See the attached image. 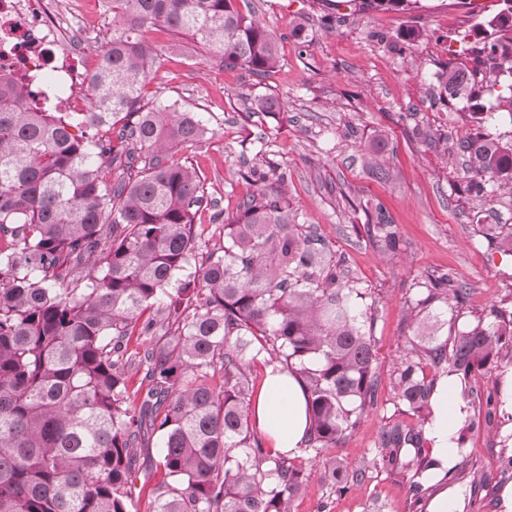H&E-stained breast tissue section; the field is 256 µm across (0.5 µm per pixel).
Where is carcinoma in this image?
Wrapping results in <instances>:
<instances>
[{"instance_id":"cac0c4a2","label":"carcinoma","mask_w":512,"mask_h":512,"mask_svg":"<svg viewBox=\"0 0 512 512\" xmlns=\"http://www.w3.org/2000/svg\"><path fill=\"white\" fill-rule=\"evenodd\" d=\"M473 25L484 57L481 83L512 79V0ZM151 27L186 35L226 69L263 79L277 68L274 35L236 0H112V40L91 77L87 112H64L44 83L0 71V512H130L137 448L158 434L166 481L152 512H292L311 473L264 447L252 423L250 367L260 358L293 373L307 396V449L336 447L377 403L379 381L362 292L340 262L292 222L285 174L252 166L255 190L224 224V239L197 263L194 215L204 198L195 168L166 161L208 133L197 112L145 100L158 71ZM439 99L465 95L474 137L464 191L512 192V148L489 130L491 113L465 69H445ZM276 115L280 99L247 98ZM370 240L395 253L400 237L380 204ZM418 306L464 302L446 273L428 277ZM178 323L140 359L144 394L126 378L128 341L155 332L153 314ZM435 343L418 323L412 356L393 385L422 420L382 433V464L407 476L420 501L435 466L424 454L425 423L438 377L457 376L464 399L476 376L512 365V319L490 309ZM330 487L365 470L332 457L319 469Z\"/></svg>"}]
</instances>
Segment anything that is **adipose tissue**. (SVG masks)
Instances as JSON below:
<instances>
[{
  "instance_id": "ef3b65f1",
  "label": "adipose tissue",
  "mask_w": 512,
  "mask_h": 512,
  "mask_svg": "<svg viewBox=\"0 0 512 512\" xmlns=\"http://www.w3.org/2000/svg\"><path fill=\"white\" fill-rule=\"evenodd\" d=\"M433 411L426 426L432 457L433 480H440L461 461L458 433L468 414V404L451 376L439 380L432 396ZM255 415L269 447L276 454L297 453L306 434V395L291 374L270 367L257 396Z\"/></svg>"
}]
</instances>
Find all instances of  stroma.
<instances>
[{
    "mask_svg": "<svg viewBox=\"0 0 512 512\" xmlns=\"http://www.w3.org/2000/svg\"><path fill=\"white\" fill-rule=\"evenodd\" d=\"M497 0H416L405 11L364 8L361 0H248L249 12L278 41L280 62L271 78L256 82L244 71L220 67L186 37L164 29L146 36L161 50L148 99L202 113L211 134L191 148L174 149L172 161L194 166L205 201L195 221L202 239L218 242L214 210L231 215L250 190L241 176L243 156L277 166L295 223L313 234L355 279L375 322L378 403L332 453L365 468L364 482L339 491L311 477L293 512H412L403 476L384 468L378 441L396 425H416L393 379L411 349L417 327L410 311L429 276L448 273L469 297L448 310L438 341L486 317L490 307L512 313V254L490 243L512 225V193L485 200L459 189L463 158L458 143L474 126L469 103L443 105L434 97L436 74L460 65L458 41ZM303 26L307 37L294 30ZM413 27L419 41L400 33ZM272 94L277 116L246 113V95ZM389 168L373 173L374 163ZM381 203L402 239L399 252L374 246L364 226L366 208ZM464 471L499 474L512 455V417L498 410L493 427L469 436Z\"/></svg>",
    "mask_w": 512,
    "mask_h": 512,
    "instance_id": "1",
    "label": "stroma"
}]
</instances>
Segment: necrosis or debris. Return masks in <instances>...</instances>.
Returning <instances> with one entry per match:
<instances>
[{"label":"necrosis or debris","instance_id":"obj_1","mask_svg":"<svg viewBox=\"0 0 512 512\" xmlns=\"http://www.w3.org/2000/svg\"><path fill=\"white\" fill-rule=\"evenodd\" d=\"M91 37L75 0H0V69L25 82L54 70L64 111L87 109L93 69L84 52Z\"/></svg>","mask_w":512,"mask_h":512}]
</instances>
